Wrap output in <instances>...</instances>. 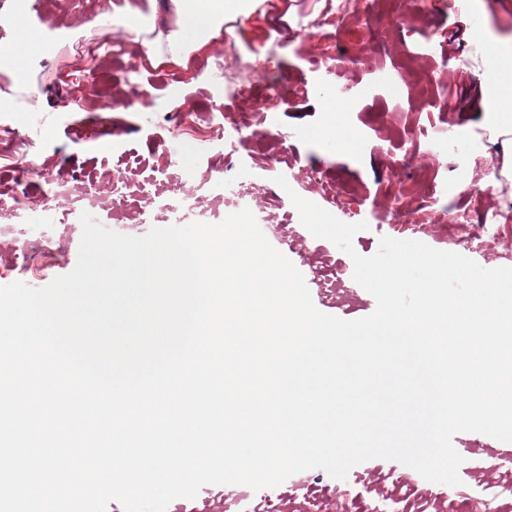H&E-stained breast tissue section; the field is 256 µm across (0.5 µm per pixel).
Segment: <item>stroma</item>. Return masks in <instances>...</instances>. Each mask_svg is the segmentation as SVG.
I'll return each mask as SVG.
<instances>
[{
    "label": "stroma",
    "mask_w": 512,
    "mask_h": 512,
    "mask_svg": "<svg viewBox=\"0 0 512 512\" xmlns=\"http://www.w3.org/2000/svg\"><path fill=\"white\" fill-rule=\"evenodd\" d=\"M322 6V0H256L246 14L226 9L213 44L195 50L190 40L173 39L176 0H0V40L17 61L0 71V111L27 100L0 143V198L20 193L28 204L9 223L54 224L65 213L72 222L65 243L37 247L26 263L0 242V286L21 281L42 288L71 272L82 213L132 236L155 228L165 203L168 225L217 224L230 213L225 200L249 184L267 193L240 201V208L252 212L269 242L303 274L314 306L344 320L369 316L376 301L354 281L351 258L301 223L287 190L342 222H366L353 238L360 255L375 254L380 237L389 236L488 269L512 267V237L485 221L493 210H512V184L483 192L493 180L494 147L482 78L484 53L512 44V0H427L418 11L392 0L311 33L301 21ZM123 14L136 20L135 29L114 24ZM17 16L23 28L14 25ZM132 38L154 44V57L128 49ZM229 45L244 53L260 49L275 71L272 87L256 86L252 105L227 94L208 71L217 48ZM433 68L445 70L446 84L428 97L413 77ZM465 90L464 109L439 107V99ZM218 122L253 134L234 164L225 160L229 140L209 135ZM28 152L48 179L72 190L54 207L39 205L42 182L16 178ZM205 173L210 183H202ZM279 175L287 187L276 183ZM116 177L123 182L117 195ZM184 194L198 196L196 211L179 209ZM463 203L473 223L453 222ZM421 206L433 223L424 232L406 231ZM281 223L290 233L285 242L273 232ZM453 445L463 458L460 487L474 502L492 483L512 484V442L462 432ZM490 457L493 479L479 480ZM298 477L350 497L382 486L404 495L408 512H436L435 495L443 490L385 459L363 462L343 480L321 469Z\"/></svg>",
    "instance_id": "stroma-1"
}]
</instances>
